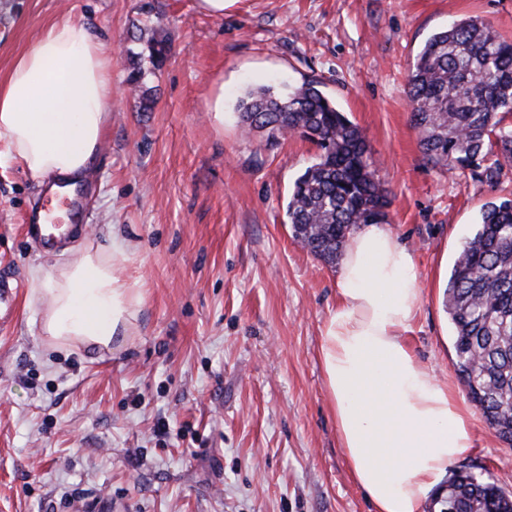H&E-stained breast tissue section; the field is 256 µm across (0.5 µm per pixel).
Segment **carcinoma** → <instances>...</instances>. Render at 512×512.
<instances>
[{
  "mask_svg": "<svg viewBox=\"0 0 512 512\" xmlns=\"http://www.w3.org/2000/svg\"><path fill=\"white\" fill-rule=\"evenodd\" d=\"M151 71L166 49L146 45ZM406 96L436 167L469 169L488 182L512 167V41L477 19L454 21L416 56ZM244 131L276 141L289 134L315 145L296 179L286 215L294 241L333 264L363 224L388 221L390 191L370 159L367 138L322 83L282 91L262 86L238 103ZM445 307L453 326L456 371L495 435L512 448V198L489 202L451 269ZM455 512H512V496L491 477L463 466L448 477Z\"/></svg>",
  "mask_w": 512,
  "mask_h": 512,
  "instance_id": "obj_1",
  "label": "carcinoma"
}]
</instances>
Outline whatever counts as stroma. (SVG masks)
Instances as JSON below:
<instances>
[{"label":"stroma","mask_w":512,"mask_h":512,"mask_svg":"<svg viewBox=\"0 0 512 512\" xmlns=\"http://www.w3.org/2000/svg\"><path fill=\"white\" fill-rule=\"evenodd\" d=\"M73 17L112 38V119L78 222L118 237L115 270L140 302L108 352L52 349L40 335L35 268L71 259L27 233L51 197L0 163V270L22 288L0 327V512H371L336 430L320 358L336 269L298 245L286 216L317 152L291 136L243 135L251 87L319 80L367 137L390 190L387 228L422 288L406 340L466 398L444 294L499 182L432 166L406 98L424 42L478 19L512 40V0H0V79L51 22ZM163 68L127 81L146 40ZM467 464L512 493V449L473 419Z\"/></svg>","instance_id":"obj_1"}]
</instances>
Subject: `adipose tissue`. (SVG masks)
Masks as SVG:
<instances>
[{
  "mask_svg": "<svg viewBox=\"0 0 512 512\" xmlns=\"http://www.w3.org/2000/svg\"><path fill=\"white\" fill-rule=\"evenodd\" d=\"M111 109L110 42L67 17L0 81V139L8 160L53 193L85 177ZM121 254L88 242L53 271H32L34 295L48 305L41 334L54 349L104 351L128 328L140 298L114 273ZM336 288L320 357L349 468L373 512H422L471 453L473 415L405 340L421 304L413 257L384 226L361 225L346 240Z\"/></svg>",
  "mask_w": 512,
  "mask_h": 512,
  "instance_id": "obj_1",
  "label": "adipose tissue"
}]
</instances>
